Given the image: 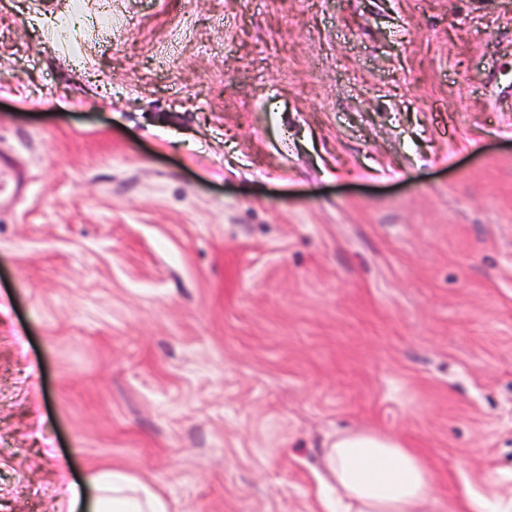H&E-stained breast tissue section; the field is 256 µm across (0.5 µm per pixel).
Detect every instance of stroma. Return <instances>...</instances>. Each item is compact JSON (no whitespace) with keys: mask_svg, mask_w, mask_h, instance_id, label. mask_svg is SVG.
Here are the masks:
<instances>
[{"mask_svg":"<svg viewBox=\"0 0 512 512\" xmlns=\"http://www.w3.org/2000/svg\"><path fill=\"white\" fill-rule=\"evenodd\" d=\"M0 168V512L512 499V0H0ZM324 462L333 481L329 512H437L429 471L397 438L343 433ZM87 495L69 483L59 498L58 512H74L83 497L82 508L90 512H170L165 498L145 484L137 485L119 472H97L86 476ZM68 510L64 511L63 509Z\"/></svg>","mask_w":512,"mask_h":512,"instance_id":"35a3bbf8","label":"stroma"}]
</instances>
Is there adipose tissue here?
Listing matches in <instances>:
<instances>
[{"label": "adipose tissue", "instance_id": "1", "mask_svg": "<svg viewBox=\"0 0 512 512\" xmlns=\"http://www.w3.org/2000/svg\"><path fill=\"white\" fill-rule=\"evenodd\" d=\"M325 466L330 512H433L437 505L431 475L402 441L386 435L347 432L328 448ZM64 512H170L165 498L119 472L88 474L84 487L66 485L59 498Z\"/></svg>", "mask_w": 512, "mask_h": 512}]
</instances>
